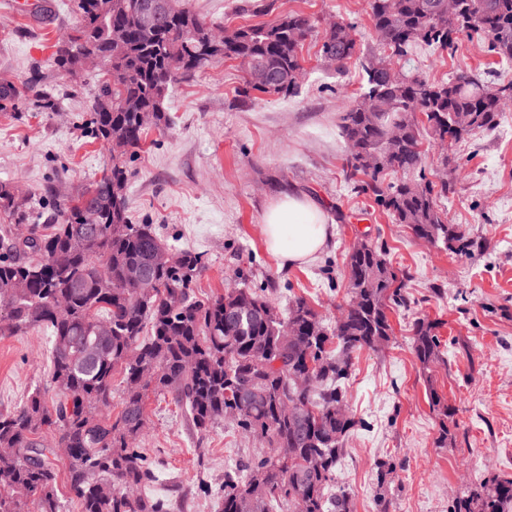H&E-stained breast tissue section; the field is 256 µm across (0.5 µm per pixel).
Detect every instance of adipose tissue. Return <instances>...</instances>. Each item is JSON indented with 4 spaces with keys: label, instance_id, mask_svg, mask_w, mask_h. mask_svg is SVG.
<instances>
[{
    "label": "adipose tissue",
    "instance_id": "ef3b65f1",
    "mask_svg": "<svg viewBox=\"0 0 512 512\" xmlns=\"http://www.w3.org/2000/svg\"><path fill=\"white\" fill-rule=\"evenodd\" d=\"M263 224L265 246L283 270L309 263L328 240L326 214L315 198L305 194L278 193Z\"/></svg>",
    "mask_w": 512,
    "mask_h": 512
}]
</instances>
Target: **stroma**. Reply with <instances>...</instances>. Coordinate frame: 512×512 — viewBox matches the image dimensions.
I'll return each instance as SVG.
<instances>
[{"mask_svg":"<svg viewBox=\"0 0 512 512\" xmlns=\"http://www.w3.org/2000/svg\"><path fill=\"white\" fill-rule=\"evenodd\" d=\"M189 2L220 29L267 22L286 11L309 16L316 33L301 52L305 79L293 97H245L238 61L221 59L175 84L165 102L169 129L151 132L154 146L130 168L133 223L153 225L172 248L203 255L199 292L262 284L279 310L293 293L329 321L347 301L348 250L365 234L382 243L393 266L410 276V308L391 312L393 336L385 349L361 352L354 361L348 407L365 426L348 437L337 471L351 493V512H376L382 460L396 464L392 512H448L467 485L512 479V101L499 127L455 147L448 167L455 192L439 207L447 223L462 225L488 249L449 253L415 238L345 178L338 117L362 73L352 63L341 74L322 67L316 34L342 19L354 26L361 50L373 47L365 0ZM74 22L69 0H31L25 12L0 0V78L20 84L37 69L42 86L63 92L54 112L39 111L31 96L0 111V182L17 184L45 222L56 214L53 193L75 196L109 157L85 128L80 88L65 89L48 66ZM406 68L432 82L463 71L492 82L512 80V65L499 64L477 35L461 37L450 55L418 46ZM288 188L321 203L330 238L314 260L284 271L265 248L263 215ZM417 315L439 321L447 343L443 362L428 378L411 350L409 324ZM48 351L40 332L0 336V412L46 387ZM430 383L457 410L459 427L444 448L437 445ZM146 421L140 445L162 472L157 492L170 499L172 512H219L218 501L200 487L223 483L225 471L252 453L254 441L227 421L196 434L167 397H150Z\"/></svg>","mask_w":512,"mask_h":512,"instance_id":"stroma-1","label":"stroma"}]
</instances>
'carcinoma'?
<instances>
[{
  "label": "carcinoma",
  "instance_id": "cac0c4a2",
  "mask_svg": "<svg viewBox=\"0 0 512 512\" xmlns=\"http://www.w3.org/2000/svg\"><path fill=\"white\" fill-rule=\"evenodd\" d=\"M135 0H70L76 23L51 57L57 73L90 87V125L99 139H119L102 175L60 208L61 220L30 223L25 199L0 182V213L13 221L0 234V335L32 330L50 333L51 400L34 389L12 411L0 413V512H61L53 468L55 448L43 435L71 448L70 491L82 512H171L161 496L145 492L157 475L138 447L151 393L167 394L204 435L228 417L261 443L212 491L221 512H351L350 493L336 485L345 440L364 426L348 410L346 383L353 359L385 347L393 335L390 311L407 304L405 276L382 246L360 240L347 258V295L352 308L326 321L303 297L289 300L285 316L271 312L264 288H226L199 297L193 283L204 268L200 253L181 250L178 271L163 264L168 244L147 224L129 222L130 164L150 130L168 128L164 108L173 84L218 59H247L273 71L280 83L263 87L244 78V93L292 97V73L302 67L303 42L315 31L300 12L244 25L214 37V24L188 0L162 5L156 30L129 26ZM441 0H368L376 48L357 57L350 23L324 28L320 54L336 56L342 71L354 59L367 81L359 99L340 116L347 147L346 178L413 235L455 253L484 248L459 224L444 221L437 197L450 183L435 184L423 172L421 130L448 146L473 131L498 125L512 82L492 85L459 74L435 84L402 74L391 61L419 43L451 51L458 36L476 33L488 51L512 61V0H459L450 22ZM110 8L101 9L102 4ZM106 59L104 72L81 71L78 55ZM27 89L0 79V107L13 106ZM405 175L386 182L387 176ZM151 267V293L125 285L129 264ZM292 325L294 340L281 335ZM412 351L428 382L429 404L439 419L438 447L457 429L456 409L431 385L429 372L442 361L438 322L417 316ZM151 367L155 382L142 383L128 359ZM121 375V407L112 413V387ZM395 463L377 470V512H391L388 477ZM450 512H512V480L492 479L467 488Z\"/></svg>",
  "mask_w": 512,
  "mask_h": 512
}]
</instances>
